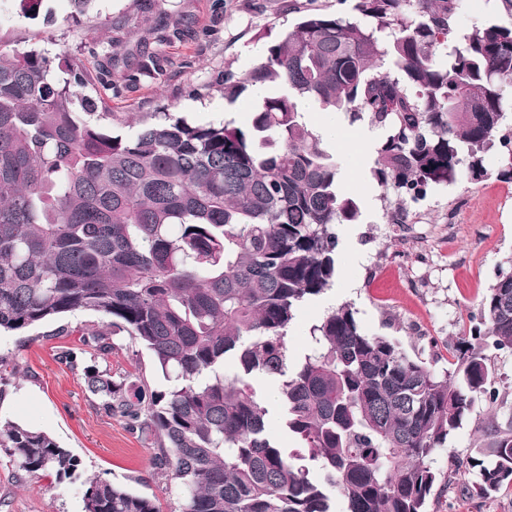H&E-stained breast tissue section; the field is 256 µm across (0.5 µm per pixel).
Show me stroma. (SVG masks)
<instances>
[{"label": "stroma", "mask_w": 512, "mask_h": 512, "mask_svg": "<svg viewBox=\"0 0 512 512\" xmlns=\"http://www.w3.org/2000/svg\"><path fill=\"white\" fill-rule=\"evenodd\" d=\"M353 0H89L75 12L69 0H0V49L34 48L49 57L81 55L91 72L87 94L100 112L145 114L168 107L197 124L246 125L257 102L224 99L225 77L239 76L260 58L280 31L309 13L352 14ZM508 21L499 0H461L455 31L463 36L485 20ZM156 54L159 71L136 73V62ZM304 117L323 133L341 165L339 186L359 201L355 223L336 227L338 276L332 288L303 304L288 327L292 358H300L311 328L341 305H350L361 329L398 342L436 373L449 366L456 340L481 320L480 300L499 271L512 268V182L500 179L504 147L484 154L485 177L461 174L450 184L430 185L418 198L396 197L372 176L375 147L383 132L368 120L322 111L309 104ZM105 318L77 312L62 320L0 334V357L14 360L17 375L0 377V418L45 429L81 457L86 476L157 498L175 512V482L157 474L149 437L125 419L108 415L90 397L81 377L58 360L83 331ZM495 372L496 401L479 397L469 419L434 456L447 472L428 512H512V489L493 497H467L461 485L475 481L464 470L496 432L512 427V352L487 348ZM251 384L268 409L270 433L288 449V432L274 379L257 374ZM83 478L51 486L46 480L15 483L0 451V512H82Z\"/></svg>", "instance_id": "obj_1"}]
</instances>
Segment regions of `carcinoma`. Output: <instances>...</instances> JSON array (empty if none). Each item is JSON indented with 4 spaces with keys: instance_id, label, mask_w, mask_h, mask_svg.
Listing matches in <instances>:
<instances>
[{
    "instance_id": "1",
    "label": "carcinoma",
    "mask_w": 512,
    "mask_h": 512,
    "mask_svg": "<svg viewBox=\"0 0 512 512\" xmlns=\"http://www.w3.org/2000/svg\"><path fill=\"white\" fill-rule=\"evenodd\" d=\"M458 9L355 0L351 18L303 16L224 80L231 103L263 92L245 128L153 112L115 135L90 119L83 60L62 58L59 82L43 53L0 50V329L83 311L111 319L59 360L106 413L153 437L154 468L179 488L175 512H335L334 498L342 512H426L434 455L477 395L496 400L485 350L512 349V269L480 301L486 329L458 340L442 377L364 333L348 305L312 327L292 365L286 341L299 305L336 280V225L359 216L303 105L383 130L373 174L399 197L455 181L465 162L484 176L496 138L499 176L512 180L501 134L512 24L491 18L454 42ZM122 338L149 352L165 388L112 375ZM255 373L279 381L303 451L269 433ZM490 447L467 461L478 478L464 494L512 487V428ZM0 449L18 483L83 473L50 432L16 421H0ZM85 485L84 512H162L100 476Z\"/></svg>"
}]
</instances>
